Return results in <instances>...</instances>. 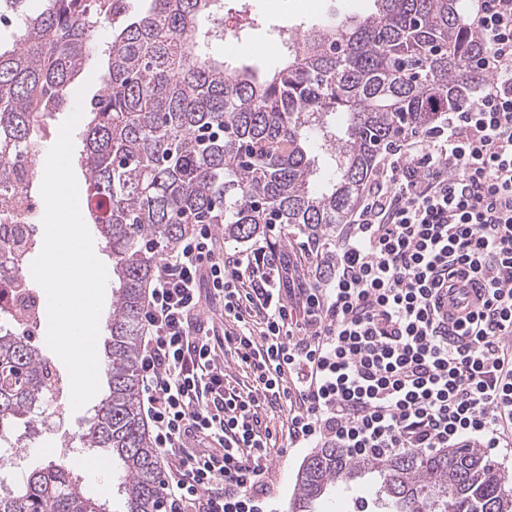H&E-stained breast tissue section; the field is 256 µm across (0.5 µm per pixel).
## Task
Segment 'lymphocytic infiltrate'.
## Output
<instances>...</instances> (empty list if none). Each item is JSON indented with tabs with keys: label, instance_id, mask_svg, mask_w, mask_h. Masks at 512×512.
Listing matches in <instances>:
<instances>
[{
	"label": "lymphocytic infiltrate",
	"instance_id": "lymphocytic-infiltrate-1",
	"mask_svg": "<svg viewBox=\"0 0 512 512\" xmlns=\"http://www.w3.org/2000/svg\"><path fill=\"white\" fill-rule=\"evenodd\" d=\"M476 3L484 82L387 148L323 282L265 240L225 250L208 224L161 259L139 366L169 512H272L282 439L351 457L512 447V0ZM461 268L487 297L452 325L441 291ZM207 299L229 329L202 319ZM283 407L281 437L262 412Z\"/></svg>",
	"mask_w": 512,
	"mask_h": 512
}]
</instances>
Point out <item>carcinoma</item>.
<instances>
[{
	"label": "carcinoma",
	"mask_w": 512,
	"mask_h": 512,
	"mask_svg": "<svg viewBox=\"0 0 512 512\" xmlns=\"http://www.w3.org/2000/svg\"><path fill=\"white\" fill-rule=\"evenodd\" d=\"M0 0L19 40L0 45V159L16 155L70 102L98 54L109 78L90 100L80 165L87 211L112 256L104 341L108 393L82 448L112 454L125 512H163L159 457L140 410L139 336L157 261L190 224L248 238L286 224L336 259L344 223L377 156L402 129L430 126L484 80L483 47L460 0H375L358 21L328 20L286 42L281 68L259 78L229 70L214 48L222 0ZM112 39L97 41L103 23ZM45 358L28 337L0 330V442L35 419ZM369 474L388 512H512V487L476 448L353 459L327 446L299 470L291 512H315L332 489ZM0 512H110L87 497L67 458L0 481Z\"/></svg>",
	"instance_id": "cac0c4a2"
}]
</instances>
